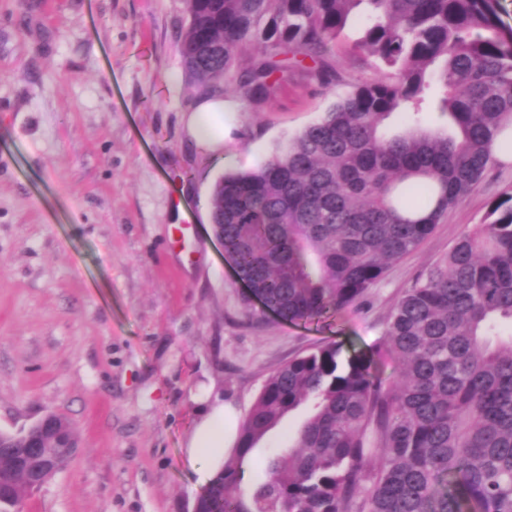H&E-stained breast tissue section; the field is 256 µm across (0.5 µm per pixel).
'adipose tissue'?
<instances>
[{
    "label": "adipose tissue",
    "instance_id": "ef3b65f1",
    "mask_svg": "<svg viewBox=\"0 0 512 512\" xmlns=\"http://www.w3.org/2000/svg\"><path fill=\"white\" fill-rule=\"evenodd\" d=\"M237 110V103L226 101L220 93L196 100L187 118V130L196 147L223 158L224 136ZM192 399L200 410L187 438L186 453L191 461L201 464L206 479L212 480L222 472L224 457L236 444V410L210 390L193 394Z\"/></svg>",
    "mask_w": 512,
    "mask_h": 512
}]
</instances>
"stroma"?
<instances>
[{"label": "stroma", "mask_w": 512, "mask_h": 512, "mask_svg": "<svg viewBox=\"0 0 512 512\" xmlns=\"http://www.w3.org/2000/svg\"><path fill=\"white\" fill-rule=\"evenodd\" d=\"M183 0H0V431L53 411L80 441L20 512H193L191 390L215 384L248 414L265 378L329 342L383 338L402 292L512 192L494 165L412 253L326 322L251 312L210 221L227 172L256 169L368 76L345 29L328 62L241 104L214 166L187 134L197 92L180 63ZM302 412L260 441L244 479L288 447Z\"/></svg>", "instance_id": "1"}]
</instances>
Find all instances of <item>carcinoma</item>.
Here are the masks:
<instances>
[{"label":"carcinoma","instance_id":"1","mask_svg":"<svg viewBox=\"0 0 512 512\" xmlns=\"http://www.w3.org/2000/svg\"><path fill=\"white\" fill-rule=\"evenodd\" d=\"M181 66L202 93L270 99L302 67L327 87L324 55L355 9L372 76L256 170L222 177L210 217L252 296L287 321L359 302L416 250L490 166L512 128V33L499 0H184ZM453 127L431 128L430 104ZM393 364L384 376L379 366ZM310 414L265 476L243 464L284 417ZM29 494L18 473L0 494ZM197 512H512V195L490 203L393 305L383 340L318 346L274 370L238 451Z\"/></svg>","mask_w":512,"mask_h":512}]
</instances>
